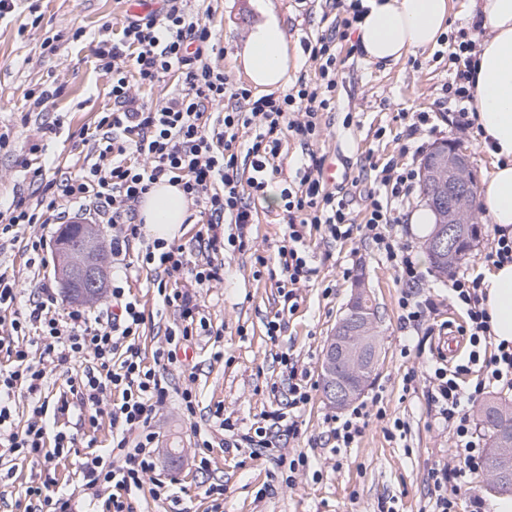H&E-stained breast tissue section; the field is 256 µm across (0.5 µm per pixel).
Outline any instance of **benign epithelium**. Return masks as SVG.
<instances>
[{
    "mask_svg": "<svg viewBox=\"0 0 512 512\" xmlns=\"http://www.w3.org/2000/svg\"><path fill=\"white\" fill-rule=\"evenodd\" d=\"M432 163L422 168V178L438 187L425 196L438 222L431 236L434 256L446 262L452 258L459 224H469L471 194L476 185L464 153L438 144L430 151ZM103 229L98 224L84 225L83 236L76 246H58L54 275L67 298L80 303L101 300L106 291L110 269ZM367 288L357 282L347 313L339 320L325 350L326 400L343 409L356 400L370 380L375 360L378 312L364 307ZM486 489L497 493L512 491V480L499 470L486 474Z\"/></svg>",
    "mask_w": 512,
    "mask_h": 512,
    "instance_id": "7a95c632",
    "label": "benign epithelium"
}]
</instances>
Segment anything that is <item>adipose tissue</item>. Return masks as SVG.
<instances>
[{
	"label": "adipose tissue",
	"mask_w": 512,
	"mask_h": 512,
	"mask_svg": "<svg viewBox=\"0 0 512 512\" xmlns=\"http://www.w3.org/2000/svg\"><path fill=\"white\" fill-rule=\"evenodd\" d=\"M364 5L359 49L370 63L387 67L436 44L452 15V0H364ZM470 14L482 29L471 93L480 139L491 156L478 203L488 224L512 236V0H471ZM289 62L286 28L266 11L250 28L237 63L254 87L270 91L286 84ZM187 211L182 190L166 182L153 185L140 203L147 231L167 241L181 235ZM481 287L495 343L512 345V263L491 266Z\"/></svg>",
	"instance_id": "obj_1"
}]
</instances>
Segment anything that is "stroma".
<instances>
[{
	"mask_svg": "<svg viewBox=\"0 0 512 512\" xmlns=\"http://www.w3.org/2000/svg\"><path fill=\"white\" fill-rule=\"evenodd\" d=\"M130 0H16L15 9L0 17V134L9 142L0 149V210L15 196L36 203L47 183L80 175L96 162L92 143L82 131L112 106L111 77L94 55L102 30L118 35L131 12ZM283 18L288 34L289 82L313 77L303 43L327 31L333 16L325 0H269ZM187 13L213 27L212 55L233 82L247 78L234 56L250 27L260 19L259 0H186ZM343 65L338 75L336 108L322 117L323 134L311 148L321 155L341 158L348 176L358 177L349 189L350 207L364 217L369 194L384 195L377 176L387 162L411 163L412 149L433 148L442 141L460 144L469 157L476 179L490 167L486 150L457 128V115L441 107L448 81V57L436 47L409 55L385 68L365 60L360 51L342 47ZM59 88L46 109H36L28 93ZM426 112L432 130L423 139L406 136L399 112ZM56 133L43 134L46 125ZM254 222L248 244L224 253V278L197 285L190 275L169 285L187 291L200 305L221 337H200L194 347L195 388L199 408L194 419L183 416L177 396L156 407L151 424L158 434L157 466L145 477L146 488L132 499L134 512H170L165 499L153 498L150 486L162 481L180 493L191 512H212L206 490L222 486L223 512H432L435 492L431 472L452 462V441L446 429L434 422L423 385L405 386L408 371H422L446 363L442 348L449 324H461L466 315L448 298V281L432 270L424 235L415 232L411 214L424 205L422 190L398 207V224L391 235L413 246L422 280L413 294L430 301L432 312L423 326L403 324L399 299L402 283L374 243L353 235L331 245H311L309 262L319 270L317 281L299 288V308L287 318L281 335L270 339L265 324L281 308L276 267L256 269L255 254H271L284 234L280 201L275 194L252 200ZM58 225L24 224L13 237L0 239V270L14 276L23 299L33 300L40 288H49L59 313L68 312V301L53 275V244ZM44 236L47 246L31 258L25 244L31 235ZM140 249L132 244L126 257H112V270L123 263L132 269L127 287L146 307L147 320L136 341L146 362L164 345L169 327L179 320L175 308L160 306L153 284L154 271L136 267ZM365 279L378 306V339L381 354L371 383L361 395L367 412L361 437L352 447L333 451L327 442L324 421L335 415L322 392L299 412L302 422L297 438L280 445L278 454L305 455L309 468L289 473L278 454H251L249 449L224 450L223 431L212 425L210 412L223 404L224 413L239 430L260 421L275 408L269 392L284 371L279 357L287 352L320 378L324 347L343 315L357 279ZM409 355H402V348ZM207 430L213 446L210 465L196 466L195 429ZM182 451L179 467H172L166 449Z\"/></svg>",
	"mask_w": 512,
	"mask_h": 512,
	"instance_id": "35a3bbf8",
	"label": "stroma"
}]
</instances>
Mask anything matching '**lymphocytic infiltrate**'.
Instances as JSON below:
<instances>
[{"instance_id":"f902f5d3","label":"lymphocytic infiltrate","mask_w":512,"mask_h":512,"mask_svg":"<svg viewBox=\"0 0 512 512\" xmlns=\"http://www.w3.org/2000/svg\"><path fill=\"white\" fill-rule=\"evenodd\" d=\"M334 11L330 33L306 42L304 52L314 66L316 80L299 78L280 95L253 96L233 83L223 68L211 59L213 31L208 23L187 14L183 0H163L160 11L136 15L128 20L118 39L97 41L94 54L102 68L112 75V107L104 112L93 130L86 134L98 150V161L83 174L67 180L62 194L79 206L95 207L112 224V252H127L133 242L144 238V224L137 209L142 197L160 181L178 185L186 199L199 206L203 222L196 233L200 262L189 263L182 246L162 239L145 244L137 255L141 266L163 271L157 294L163 305L179 309L181 322L166 337V348L155 358L167 364L181 363L179 354L210 326L196 300L187 293L168 290L167 278L190 270L196 284L224 277L218 260L227 248L244 249L245 228L253 221L249 199L263 197L269 173L279 156L285 137L307 147L322 134L323 113L336 107L338 48L350 40L364 11L363 0H326ZM482 33L479 25L459 30L448 42L451 78L444 88L445 103L459 114L458 127L475 134L472 115L473 52ZM177 75L178 96L150 106H136L133 83L152 85L168 75ZM247 158L250 175L239 178V160ZM324 157L309 151L299 169L298 180L283 183L279 198L286 219V231L274 255L259 254V267L277 265L286 287L281 290L282 310L266 324V334L277 339L285 314L298 306V290L310 283L317 270L308 261V237L318 233L329 244L363 232L392 266L407 291L399 300L403 323L418 326L426 322L429 306L410 294L421 273L412 246L387 234L397 223L396 206L416 188L415 168L389 165L383 168L386 199L371 198L363 220H356L343 189H328L323 177ZM231 220L237 231L224 235L220 227ZM480 277L465 274L450 278V300L465 310L467 320L460 327L471 346L467 363L455 370L435 366L423 374H409V382L423 381L427 399L436 417L447 428L459 466L434 470L437 491L435 512H454L457 496H471L469 477L482 467L485 450L472 431L471 408L486 386L512 390V345L495 346L489 359H482L491 345L489 316L480 308ZM18 288L7 272H0V311H9L10 331L0 336V354L9 367L0 369V459L28 460L55 470L59 461L80 454L77 473L82 489L108 490L102 512H133L131 495L144 487L145 475L153 470L158 434L150 424L153 408L165 404L168 381L156 365L144 362L134 340L145 323V308L127 295L122 276L112 278L111 307L93 312L74 310L59 319L46 301L26 310L14 307ZM43 341L40 357H32L28 336ZM91 358L84 369L74 360ZM484 363L486 376L473 390L459 383L471 365ZM287 386L271 384L278 399L276 409L265 412L256 427L236 431L223 407L211 413L215 427L228 432L225 448H255L270 451L280 438L301 433L296 415L307 405L318 384L300 369L291 354L280 356ZM60 372L68 388L56 402L41 403L22 431L13 428V404L19 393H40L48 373ZM79 410L89 424L108 418L112 445L79 451L74 434L58 428L56 418ZM20 496L34 503L36 512H72V497L54 479L29 482Z\"/></svg>"}]
</instances>
